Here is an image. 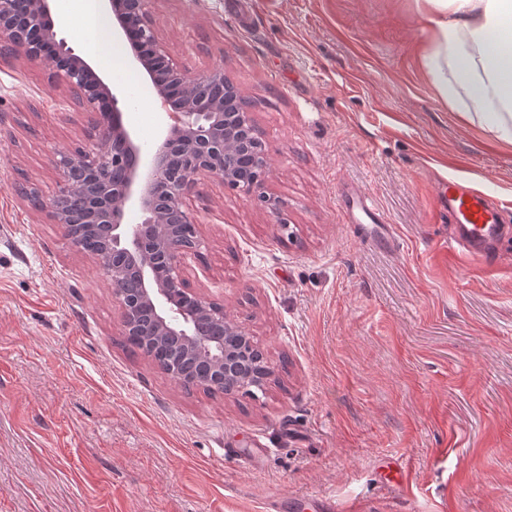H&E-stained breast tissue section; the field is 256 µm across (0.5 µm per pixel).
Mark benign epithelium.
Returning <instances> with one entry per match:
<instances>
[{
    "label": "benign epithelium",
    "instance_id": "obj_1",
    "mask_svg": "<svg viewBox=\"0 0 512 512\" xmlns=\"http://www.w3.org/2000/svg\"><path fill=\"white\" fill-rule=\"evenodd\" d=\"M123 35L134 44V61L148 75L154 103L171 124L155 149L145 154L123 123L117 95L88 61L57 36L49 0H0V57L24 56L47 64L66 99L90 116L87 137L94 141L61 155L59 178L48 198L38 191L24 199L66 228L77 247L82 234L100 238L107 251L94 255L121 311L122 334L145 337V348L160 351V370L184 384L197 362L208 365L205 385L232 397L262 388L272 375L258 358L251 334L224 308L186 287L182 264L197 255V216L184 196L206 176L268 204L263 147L250 113L226 112L228 81L214 69L194 78L170 62L151 23V0H108ZM118 170L113 179L109 172ZM132 208L138 224L125 223Z\"/></svg>",
    "mask_w": 512,
    "mask_h": 512
}]
</instances>
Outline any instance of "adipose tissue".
Segmentation results:
<instances>
[{
	"label": "adipose tissue",
	"instance_id": "1",
	"mask_svg": "<svg viewBox=\"0 0 512 512\" xmlns=\"http://www.w3.org/2000/svg\"><path fill=\"white\" fill-rule=\"evenodd\" d=\"M106 69L122 66L102 0H79ZM428 31L421 68L438 101L498 142L512 144V0H414Z\"/></svg>",
	"mask_w": 512,
	"mask_h": 512
}]
</instances>
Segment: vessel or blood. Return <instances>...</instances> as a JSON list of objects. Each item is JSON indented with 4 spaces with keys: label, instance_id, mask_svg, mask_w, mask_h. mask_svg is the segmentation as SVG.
Returning a JSON list of instances; mask_svg holds the SVG:
<instances>
[{
    "label": "vessel or blood",
    "instance_id": "vessel-or-blood-1",
    "mask_svg": "<svg viewBox=\"0 0 512 512\" xmlns=\"http://www.w3.org/2000/svg\"><path fill=\"white\" fill-rule=\"evenodd\" d=\"M339 206L346 223L382 225V238L390 239L383 213L359 189H344L339 195ZM436 210L447 218L455 243L470 259L485 261L503 236L505 217L500 206L457 179L448 178L439 183Z\"/></svg>",
    "mask_w": 512,
    "mask_h": 512
}]
</instances>
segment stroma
<instances>
[{"label": "stroma", "mask_w": 512, "mask_h": 512, "mask_svg": "<svg viewBox=\"0 0 512 512\" xmlns=\"http://www.w3.org/2000/svg\"><path fill=\"white\" fill-rule=\"evenodd\" d=\"M187 75L248 99L271 207L187 192L183 276L266 353L264 390L185 391L125 349L92 257L20 189H56L86 145L51 69L0 59V512H512V237L467 260L435 214L457 178L512 208V146L434 99L413 0H153ZM143 147L170 124L147 76L104 75ZM360 187L393 233L345 223ZM409 476L400 487L388 467Z\"/></svg>", "instance_id": "obj_1"}]
</instances>
